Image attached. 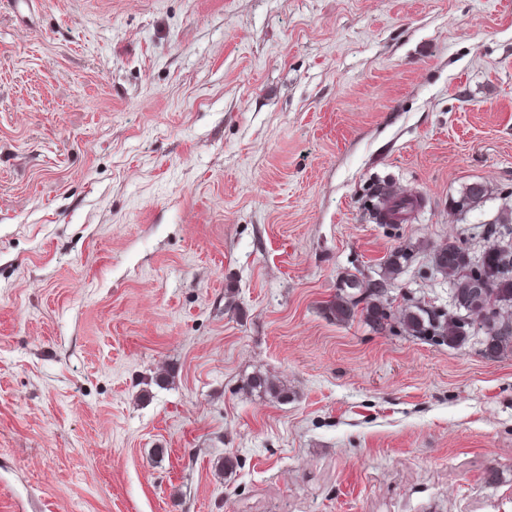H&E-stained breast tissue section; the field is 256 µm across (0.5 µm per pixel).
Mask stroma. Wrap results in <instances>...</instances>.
<instances>
[{"label":"stroma","mask_w":512,"mask_h":512,"mask_svg":"<svg viewBox=\"0 0 512 512\" xmlns=\"http://www.w3.org/2000/svg\"><path fill=\"white\" fill-rule=\"evenodd\" d=\"M511 221L512 0H0V512H512V353L328 310ZM418 206L417 200L411 196H396L389 202L381 222L403 224L413 217Z\"/></svg>","instance_id":"stroma-1"}]
</instances>
